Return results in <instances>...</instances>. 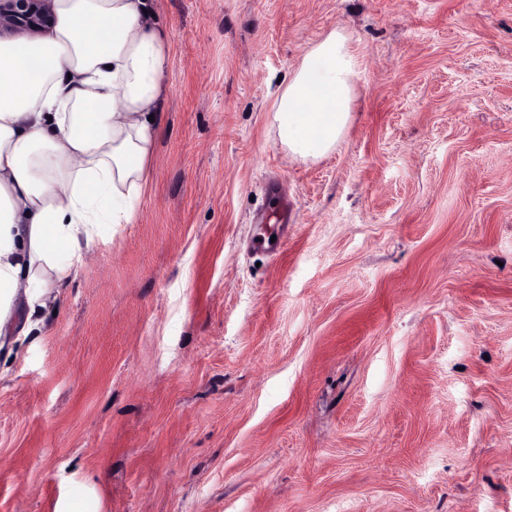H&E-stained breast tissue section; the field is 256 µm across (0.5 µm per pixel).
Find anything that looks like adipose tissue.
<instances>
[{
    "instance_id": "ef3b65f1",
    "label": "adipose tissue",
    "mask_w": 512,
    "mask_h": 512,
    "mask_svg": "<svg viewBox=\"0 0 512 512\" xmlns=\"http://www.w3.org/2000/svg\"><path fill=\"white\" fill-rule=\"evenodd\" d=\"M151 0H54L52 31L0 39V351L43 324L106 224L134 220L161 124L170 35ZM353 57L329 33L272 109L281 146L335 148Z\"/></svg>"
}]
</instances>
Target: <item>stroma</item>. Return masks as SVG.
<instances>
[{
  "label": "stroma",
  "mask_w": 512,
  "mask_h": 512,
  "mask_svg": "<svg viewBox=\"0 0 512 512\" xmlns=\"http://www.w3.org/2000/svg\"><path fill=\"white\" fill-rule=\"evenodd\" d=\"M155 8L156 155L0 362V512H512V0ZM334 30L305 160L271 110ZM353 71L340 32L329 33L304 54L271 111L279 143L289 153L318 159L335 148L351 119Z\"/></svg>",
  "instance_id": "1"
}]
</instances>
